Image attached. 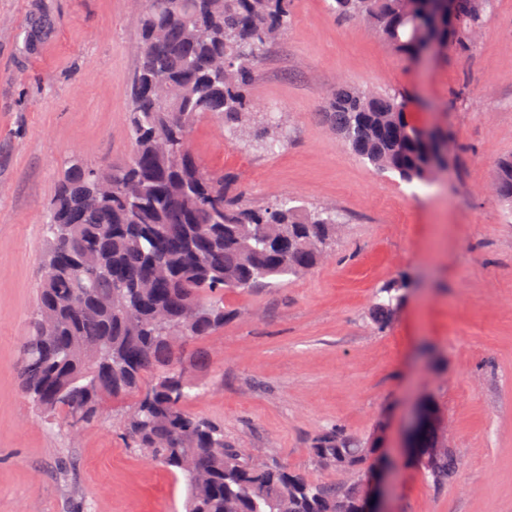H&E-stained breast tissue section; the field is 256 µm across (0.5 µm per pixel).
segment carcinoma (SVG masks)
<instances>
[{"label": "carcinoma", "mask_w": 512, "mask_h": 512, "mask_svg": "<svg viewBox=\"0 0 512 512\" xmlns=\"http://www.w3.org/2000/svg\"><path fill=\"white\" fill-rule=\"evenodd\" d=\"M335 14L361 19L409 58L426 50L471 48L494 0H333ZM292 0H145L128 129L131 159L107 164L112 197H94L98 168L69 167L45 224L33 333L18 365L32 406L50 421L93 422L108 397H135L124 417L132 448L163 465L187 490L185 512H357L355 488L315 483L224 441V427L189 414L197 389L182 365L183 345L213 335L230 311L224 293L276 287L311 270L336 246L333 207L288 199L254 206L231 196L224 175L202 170L185 141L210 113L224 133L268 152L285 132L258 119L249 96L253 71L288 28ZM322 115L344 143L380 171L423 182L448 167V131L414 123L399 94L341 86ZM164 134L173 149L160 153ZM496 194L512 209V158L498 163ZM406 282L381 292L371 320L388 328ZM442 415L423 407L414 433L429 483L454 478ZM383 454L380 436L359 439L339 426L322 433L311 455L322 469L354 475Z\"/></svg>", "instance_id": "carcinoma-1"}]
</instances>
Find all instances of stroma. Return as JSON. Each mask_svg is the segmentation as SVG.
<instances>
[{
  "instance_id": "1",
  "label": "stroma",
  "mask_w": 512,
  "mask_h": 512,
  "mask_svg": "<svg viewBox=\"0 0 512 512\" xmlns=\"http://www.w3.org/2000/svg\"><path fill=\"white\" fill-rule=\"evenodd\" d=\"M330 0H293L292 25L249 86L287 128L281 148L245 147L203 116L190 151L254 205L288 197L342 216L332 255L276 288L229 292L231 315L186 347L202 387L190 414L258 459L316 483L314 438L332 424L380 431L399 452L413 412L435 403L459 462L430 485L409 459L388 512H512V211L495 198L496 163L512 156V0H495L475 44L418 65ZM53 29L33 48L30 12ZM138 0H0V512H183L186 488L129 447L130 398L109 399L79 431L50 424L21 392L44 251L43 224L70 157L126 162ZM340 85L404 93L413 119L447 127L452 155L411 184L351 152L321 112ZM406 278L391 325L370 314Z\"/></svg>"
}]
</instances>
